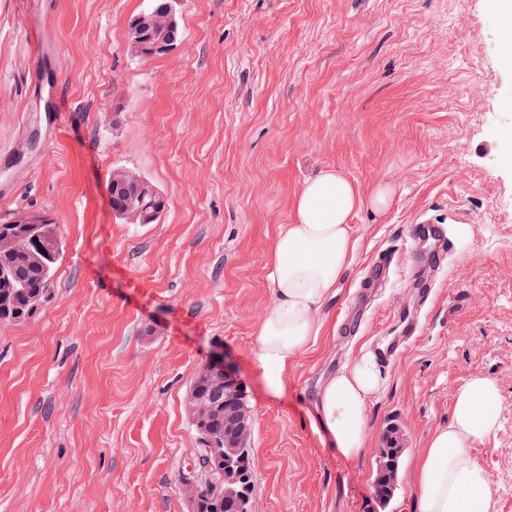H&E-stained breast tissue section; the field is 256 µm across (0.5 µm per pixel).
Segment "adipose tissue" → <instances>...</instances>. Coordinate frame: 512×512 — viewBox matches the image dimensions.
<instances>
[{"label": "adipose tissue", "instance_id": "1", "mask_svg": "<svg viewBox=\"0 0 512 512\" xmlns=\"http://www.w3.org/2000/svg\"><path fill=\"white\" fill-rule=\"evenodd\" d=\"M393 196L390 184L364 191L334 169L306 180L297 193L292 220L269 252L273 298L256 331L254 355L270 391L284 388L291 366L323 333L320 312L357 250L353 215L384 212ZM381 385L379 359L368 349L323 384L318 421L344 457H361L368 447L367 405ZM500 408L495 378L472 376L456 389L448 425L431 434L416 459L414 512H492L487 472L470 450L495 435Z\"/></svg>", "mask_w": 512, "mask_h": 512}]
</instances>
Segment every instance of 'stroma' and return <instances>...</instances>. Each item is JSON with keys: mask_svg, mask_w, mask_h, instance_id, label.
Instances as JSON below:
<instances>
[{"mask_svg": "<svg viewBox=\"0 0 512 512\" xmlns=\"http://www.w3.org/2000/svg\"><path fill=\"white\" fill-rule=\"evenodd\" d=\"M36 3L0 0V224L47 218L65 247L50 299L0 324V512H189L186 405L218 352L253 422L251 512H412L414 461L476 374L502 406L473 455L494 512H512V67L489 0H177L182 37L151 57L128 40L149 0H58L48 29L26 24ZM117 167L168 199L157 223L116 219ZM326 168L395 195L354 215L325 333L274 393L254 357L267 256ZM425 218L448 228L440 273L404 240ZM382 249L395 271L353 313ZM415 316L421 334L368 406L365 454L343 457L317 419L324 380ZM397 448L394 440H391L388 448H383L379 462L378 474L375 484V495L383 502H386L393 495L392 483V461L394 450Z\"/></svg>", "mask_w": 512, "mask_h": 512, "instance_id": "1", "label": "stroma"}]
</instances>
